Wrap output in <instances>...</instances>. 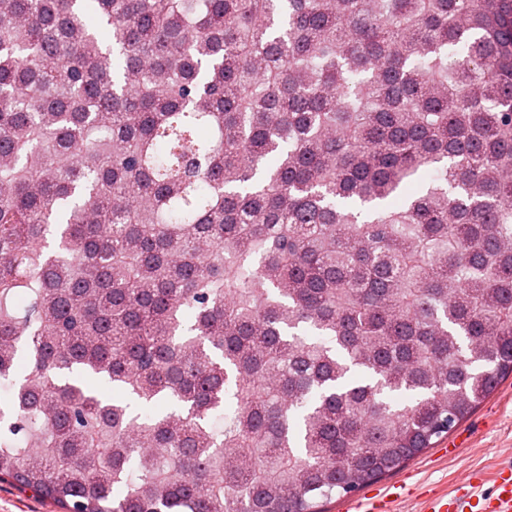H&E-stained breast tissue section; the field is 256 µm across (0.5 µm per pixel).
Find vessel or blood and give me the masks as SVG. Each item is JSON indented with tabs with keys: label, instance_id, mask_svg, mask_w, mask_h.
<instances>
[{
	"label": "vessel or blood",
	"instance_id": "vessel-or-blood-1",
	"mask_svg": "<svg viewBox=\"0 0 512 512\" xmlns=\"http://www.w3.org/2000/svg\"><path fill=\"white\" fill-rule=\"evenodd\" d=\"M491 481L493 489L483 499H476L474 491L483 481ZM399 492L369 490L355 498L348 512H394ZM425 512H512V466L501 467L490 475L470 473L453 496H436L425 505Z\"/></svg>",
	"mask_w": 512,
	"mask_h": 512
}]
</instances>
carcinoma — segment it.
<instances>
[{"mask_svg":"<svg viewBox=\"0 0 512 512\" xmlns=\"http://www.w3.org/2000/svg\"><path fill=\"white\" fill-rule=\"evenodd\" d=\"M511 376L512 0H0V479L322 512Z\"/></svg>","mask_w":512,"mask_h":512,"instance_id":"cac0c4a2","label":"carcinoma"}]
</instances>
